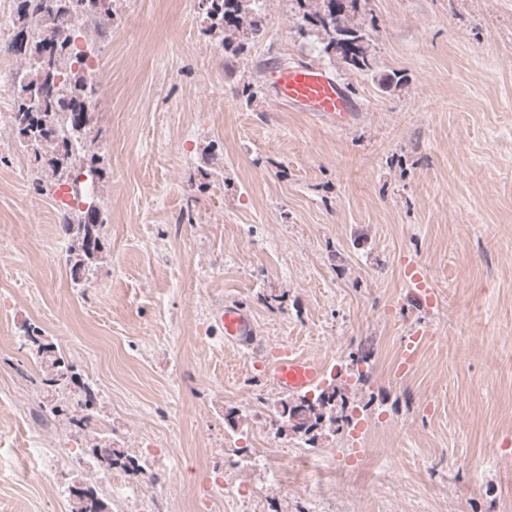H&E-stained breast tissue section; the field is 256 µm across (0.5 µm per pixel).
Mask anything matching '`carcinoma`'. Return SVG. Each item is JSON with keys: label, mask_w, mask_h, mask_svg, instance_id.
Segmentation results:
<instances>
[{"label": "carcinoma", "mask_w": 512, "mask_h": 512, "mask_svg": "<svg viewBox=\"0 0 512 512\" xmlns=\"http://www.w3.org/2000/svg\"><path fill=\"white\" fill-rule=\"evenodd\" d=\"M113 0H20L12 33L0 47L24 60L25 70L14 82L16 101L12 128L20 145L35 161L51 173L52 184L73 185L80 170L87 178L81 195L74 197L70 212L62 217V228L72 238L69 249L71 273L79 275L85 262L103 248L98 228L102 226L100 210L86 204L89 184L103 177L101 155L84 149L82 142L93 121L85 111L86 101L96 92V81L85 64L86 53L77 48L76 31L83 30L87 45L102 36V29L90 26L100 17L112 18ZM197 13L207 26L203 33L229 32L238 40H249L263 30L262 12L256 0H194ZM302 8L300 32L310 30L321 36L323 50L345 64L369 71L372 59L365 47L366 33L352 22L358 0H319L314 10L306 9L309 0H296ZM25 339L31 346L41 369V384L52 391L67 392L65 400L44 405L51 417L70 415V423L80 434L97 440L101 430L91 426L89 410L95 404L90 387L78 383L74 365L54 344L46 341L42 331L33 327ZM346 405L343 390L330 386L315 398L301 396L282 401L280 421L293 434L310 442L324 427L350 424L349 415H337L336 400ZM100 470L120 465L124 471V452L107 444L87 448ZM70 512H111L108 500L92 488L70 491Z\"/></svg>", "instance_id": "cac0c4a2"}]
</instances>
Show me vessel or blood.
Instances as JSON below:
<instances>
[{
	"instance_id": "b4317fda",
	"label": "vessel or blood",
	"mask_w": 512,
	"mask_h": 512,
	"mask_svg": "<svg viewBox=\"0 0 512 512\" xmlns=\"http://www.w3.org/2000/svg\"><path fill=\"white\" fill-rule=\"evenodd\" d=\"M274 99L280 105L305 112L331 129L343 131L360 120V105L347 88L326 67L297 64L271 73ZM406 274L412 294L428 305H435L434 292L419 265L410 266ZM216 321L225 342L240 345L250 342L256 327L250 314L240 305L228 302L218 308ZM322 366L313 359L284 352L269 365L267 374L276 387L284 392L298 393L321 380Z\"/></svg>"
}]
</instances>
